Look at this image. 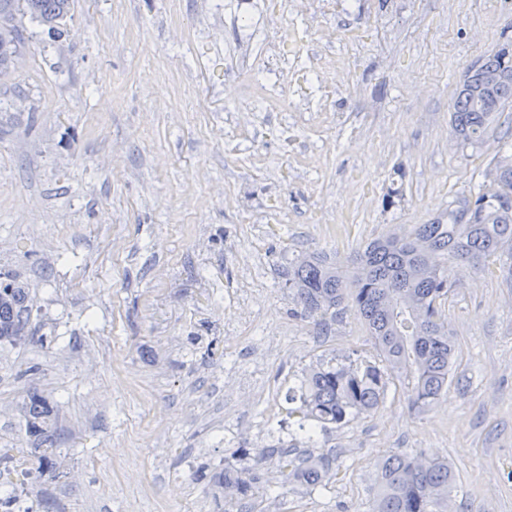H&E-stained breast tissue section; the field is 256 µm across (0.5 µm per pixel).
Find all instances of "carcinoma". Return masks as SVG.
<instances>
[{
    "label": "carcinoma",
    "instance_id": "carcinoma-1",
    "mask_svg": "<svg viewBox=\"0 0 512 512\" xmlns=\"http://www.w3.org/2000/svg\"><path fill=\"white\" fill-rule=\"evenodd\" d=\"M75 0H26L25 14L53 27L65 20ZM512 74V44L506 42L479 63L477 82L503 71ZM498 103L499 109L490 108ZM512 103V79L490 86L480 98L458 90L452 126L463 144H479L492 123ZM512 260V166L500 169L495 187H486L448 205V214L429 224H416L403 236L368 243L358 255L352 275L314 255L301 257L288 271V288L304 312L321 323L336 320L353 307L365 320L378 345V359L319 368L300 388L299 410L313 425H342L355 411L378 408L387 386V372L411 385L412 406L432 407L448 386L455 352L445 317L451 292L440 275L447 261L480 265L491 259ZM29 287L7 274L0 281V344L28 339ZM27 431L47 447H37L42 469L57 467L50 438L49 402L33 391L27 395ZM278 455L286 481L310 490L324 488L337 474V458L311 445L303 452L283 448L261 453ZM453 474L448 463L423 455L389 456L383 463L378 492L370 512H440L448 501ZM254 475L224 473L215 492L233 494L224 512H254Z\"/></svg>",
    "mask_w": 512,
    "mask_h": 512
}]
</instances>
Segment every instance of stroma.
Returning a JSON list of instances; mask_svg holds the SVG:
<instances>
[{"label":"stroma","mask_w":512,"mask_h":512,"mask_svg":"<svg viewBox=\"0 0 512 512\" xmlns=\"http://www.w3.org/2000/svg\"><path fill=\"white\" fill-rule=\"evenodd\" d=\"M0 74V271L29 284L35 340L0 346V439L33 512H219L210 479L257 474L260 512H367L391 453L448 460L450 512H512V272L447 264L456 352L438 403L321 432L340 470L285 483L255 426L302 439L312 369L376 357L354 311L301 314L302 253L348 269L476 191L486 141L456 139L459 80L512 41V0H76L58 32L19 19ZM304 37L302 58L274 45ZM291 107L265 111L258 86ZM54 410L42 472L29 390Z\"/></svg>","instance_id":"1"}]
</instances>
